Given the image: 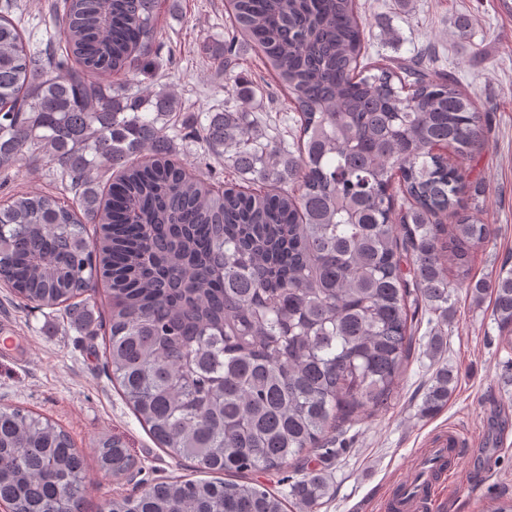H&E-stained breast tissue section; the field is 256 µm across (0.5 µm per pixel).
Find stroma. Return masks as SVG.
Returning a JSON list of instances; mask_svg holds the SVG:
<instances>
[{"label": "stroma", "instance_id": "1", "mask_svg": "<svg viewBox=\"0 0 512 512\" xmlns=\"http://www.w3.org/2000/svg\"><path fill=\"white\" fill-rule=\"evenodd\" d=\"M366 23L368 55L400 60L434 52L440 69L487 114L485 144L471 164L465 202H479L494 234L470 264V276L487 278L512 262V10L502 0H357ZM226 0H163L158 12L159 60L152 72L109 76L112 85L174 93L179 121L198 124L223 108L228 81H246L256 94L246 111L267 127H284L286 109L256 53L242 49L239 66L225 77L211 57L229 27ZM470 20L459 31L458 18ZM44 192L69 200L47 177L39 156H25L0 187V207L12 194ZM21 338L18 357H0V407L19 406L57 422L82 450L88 479L80 493L83 512H102L112 495L133 494L173 476L194 475L157 447L122 400L103 367L104 329L98 318L75 325L61 311L26 305L0 283V328ZM434 331L429 318L417 323L405 374L391 399L372 414L345 424L343 450L321 465L334 493L317 512H387L397 484L411 477L430 441L448 428L467 437L453 477L438 480L424 512H482L500 496L512 497V350L499 344L493 297L474 300L459 292L448 333L437 357L426 353ZM454 376L447 404L425 416L421 405L439 369ZM120 437L137 465L122 478L105 477L96 462L101 437Z\"/></svg>", "mask_w": 512, "mask_h": 512}]
</instances>
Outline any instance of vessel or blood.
Returning a JSON list of instances; mask_svg holds the SVG:
<instances>
[{
    "mask_svg": "<svg viewBox=\"0 0 512 512\" xmlns=\"http://www.w3.org/2000/svg\"><path fill=\"white\" fill-rule=\"evenodd\" d=\"M461 444L460 434L453 429L432 441L419 458L413 478L403 482L399 494L388 502L389 512H418L429 499L444 463Z\"/></svg>",
    "mask_w": 512,
    "mask_h": 512,
    "instance_id": "vessel-or-blood-1",
    "label": "vessel or blood"
}]
</instances>
